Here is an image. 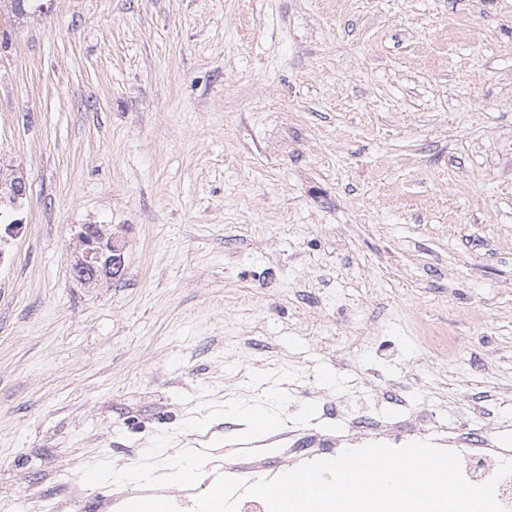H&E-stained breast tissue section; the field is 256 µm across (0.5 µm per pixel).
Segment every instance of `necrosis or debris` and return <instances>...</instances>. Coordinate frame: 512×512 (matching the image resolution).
Instances as JSON below:
<instances>
[{"mask_svg":"<svg viewBox=\"0 0 512 512\" xmlns=\"http://www.w3.org/2000/svg\"><path fill=\"white\" fill-rule=\"evenodd\" d=\"M359 386L366 399L356 410L323 402L321 417L336 424V431L285 428L272 438L277 448L273 454L243 451L234 444L202 449L201 455L213 474L223 476L236 489L235 495L224 504L226 512H268L265 502L247 495L245 489L258 477L277 478V469L282 464L298 466L349 447L373 443L400 447L424 436L437 421L436 411L415 408L400 391L376 385L371 377H363ZM432 443L442 449L461 451L463 474L470 483L479 485L497 479L498 502L505 512H512V477L497 474L492 434L478 435L460 425L433 438ZM143 496L169 498L163 483L152 482L134 491L117 485L106 486L101 501L107 512H135ZM199 497V487L188 485L176 498H169L170 506L174 512H187Z\"/></svg>","mask_w":512,"mask_h":512,"instance_id":"necrosis-or-debris-1","label":"necrosis or debris"}]
</instances>
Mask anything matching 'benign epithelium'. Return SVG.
<instances>
[{"mask_svg":"<svg viewBox=\"0 0 512 512\" xmlns=\"http://www.w3.org/2000/svg\"><path fill=\"white\" fill-rule=\"evenodd\" d=\"M76 238L78 250L71 265L75 281L85 288H98L125 269V247L104 224H83Z\"/></svg>","mask_w":512,"mask_h":512,"instance_id":"1","label":"benign epithelium"}]
</instances>
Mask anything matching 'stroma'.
<instances>
[{"instance_id":"obj_1","label":"stroma","mask_w":512,"mask_h":512,"mask_svg":"<svg viewBox=\"0 0 512 512\" xmlns=\"http://www.w3.org/2000/svg\"><path fill=\"white\" fill-rule=\"evenodd\" d=\"M41 2L0 11V512L86 457L209 489L240 406L366 374L512 462V0ZM83 224L120 280H72Z\"/></svg>"}]
</instances>
